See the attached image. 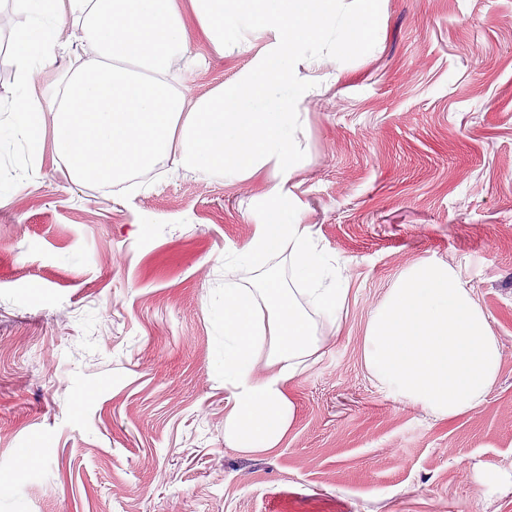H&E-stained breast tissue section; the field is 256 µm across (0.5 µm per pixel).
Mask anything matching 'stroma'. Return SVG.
<instances>
[{"mask_svg":"<svg viewBox=\"0 0 512 512\" xmlns=\"http://www.w3.org/2000/svg\"><path fill=\"white\" fill-rule=\"evenodd\" d=\"M365 38L316 42L298 207L348 288L288 384L279 448L224 441L231 281L291 284L279 251L236 264L274 203L243 182L155 172L144 188L73 181L51 123L29 160L0 142V512H512V0H336ZM0 120L18 84L0 0ZM212 55L182 92L250 74L273 36ZM448 266L502 346L484 402L438 419L372 376V312L422 263Z\"/></svg>","mask_w":512,"mask_h":512,"instance_id":"obj_1","label":"stroma"}]
</instances>
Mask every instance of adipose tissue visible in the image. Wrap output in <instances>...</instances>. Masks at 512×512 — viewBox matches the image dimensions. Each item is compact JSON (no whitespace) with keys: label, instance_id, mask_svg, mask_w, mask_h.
<instances>
[{"label":"adipose tissue","instance_id":"1","mask_svg":"<svg viewBox=\"0 0 512 512\" xmlns=\"http://www.w3.org/2000/svg\"><path fill=\"white\" fill-rule=\"evenodd\" d=\"M13 2L28 24L14 36L18 92L0 140H21L37 154L49 116L55 148L74 180L125 182L169 160L202 182L265 177L274 199L285 196L302 153L303 120L294 110L304 93L295 78L298 59L314 38L368 30L361 14L337 21L329 0H189L186 11L177 0ZM66 16L72 41L89 55L62 74L46 103L30 86L59 54ZM256 26L273 41L254 72L187 99L179 71L189 60L191 29L199 30L205 52L220 55L246 48ZM283 247L290 251L291 287L268 275L252 288L228 283L213 305L224 322V381L232 388L224 440L245 452L281 444L295 415L288 382L324 344L310 314L339 315L346 298L295 207L274 209L268 223L256 225L237 261L257 268Z\"/></svg>","mask_w":512,"mask_h":512}]
</instances>
